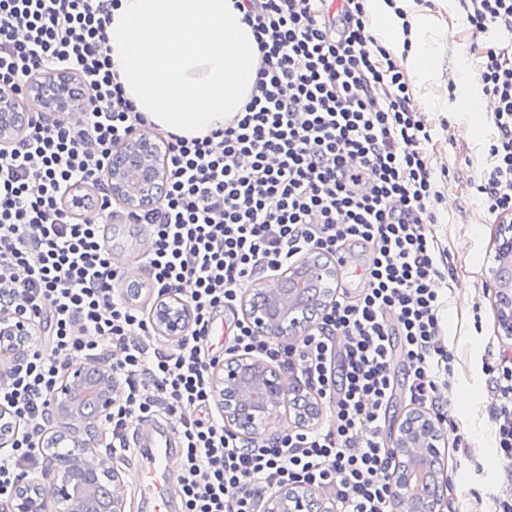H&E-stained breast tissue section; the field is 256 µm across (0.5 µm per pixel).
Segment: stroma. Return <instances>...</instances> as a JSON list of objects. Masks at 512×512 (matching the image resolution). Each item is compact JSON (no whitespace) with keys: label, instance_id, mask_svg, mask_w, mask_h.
I'll return each mask as SVG.
<instances>
[{"label":"stroma","instance_id":"obj_1","mask_svg":"<svg viewBox=\"0 0 512 512\" xmlns=\"http://www.w3.org/2000/svg\"><path fill=\"white\" fill-rule=\"evenodd\" d=\"M436 17L433 39L441 60L438 76L425 85H414L419 103L435 101L458 83L460 70L477 75L481 58L469 49L461 19L452 14L448 0H431ZM431 117L439 126L429 148L435 169L448 170L443 188L452 202L442 209L435 230L448 248V265L453 270V290L448 297L445 316L447 330L440 338L456 355L453 394L442 427L444 445L439 450L443 470L450 471L454 460L455 437H463L473 464L479 465L482 478L471 477L468 470L452 473L440 512H490L483 478L497 482L500 493L512 495V481L503 474L488 432V410L492 389L482 371L484 336H491L496 348L512 355V338L500 330L493 280L498 266L496 254L502 242L503 227L475 204L472 189L480 177V157L490 135L484 115L475 112H451L433 109ZM110 247L122 252L130 268V279L145 280L140 258L146 248V231L138 224H111Z\"/></svg>","mask_w":512,"mask_h":512}]
</instances>
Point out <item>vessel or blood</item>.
<instances>
[{"label":"vessel or blood","instance_id":"b4317fda","mask_svg":"<svg viewBox=\"0 0 512 512\" xmlns=\"http://www.w3.org/2000/svg\"><path fill=\"white\" fill-rule=\"evenodd\" d=\"M131 462L137 473L134 487L146 512H176L179 497L173 475L179 467L180 442L174 428L157 422L136 429Z\"/></svg>","mask_w":512,"mask_h":512}]
</instances>
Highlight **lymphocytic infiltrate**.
Masks as SVG:
<instances>
[{"mask_svg":"<svg viewBox=\"0 0 512 512\" xmlns=\"http://www.w3.org/2000/svg\"><path fill=\"white\" fill-rule=\"evenodd\" d=\"M118 2L0 0V93L24 105L42 74L65 70L85 96L82 125L32 112L0 144V317L21 310L38 325L0 377V411L23 424L0 445V496L45 466L47 402L69 366L91 359L122 391L104 423L113 448L135 422L164 418L179 431L185 512H264L268 494L290 486L325 489L336 512H393L397 465L383 442L393 358L406 363L409 403L435 413L455 362L438 343L448 250L434 230L435 131L405 69L377 41L365 0H244L262 57L244 108L201 138L159 132L165 187L150 207L122 210L106 166L146 119L111 67ZM454 3L482 53L474 89L495 102L475 195L511 224L512 0ZM87 187L99 215L149 226L148 283L184 295L190 312L172 347H158L149 311L122 292L101 225L70 208ZM310 254L347 263L359 288L340 289L293 340L259 332L241 310L245 288ZM219 318L230 351L299 374L330 424L261 440L228 431L212 409ZM483 370L511 477L512 359L486 351Z\"/></svg>","mask_w":512,"mask_h":512,"instance_id":"obj_1","label":"lymphocytic infiltrate"}]
</instances>
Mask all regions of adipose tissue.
I'll list each match as a JSON object with an SVG mask.
<instances>
[{"mask_svg": "<svg viewBox=\"0 0 512 512\" xmlns=\"http://www.w3.org/2000/svg\"><path fill=\"white\" fill-rule=\"evenodd\" d=\"M366 8L378 38L402 60L412 80L425 81L439 72V56L423 36L432 23L429 9L417 0H367Z\"/></svg>", "mask_w": 512, "mask_h": 512, "instance_id": "1", "label": "adipose tissue"}]
</instances>
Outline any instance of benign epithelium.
Wrapping results in <instances>:
<instances>
[{"label": "benign epithelium", "mask_w": 512, "mask_h": 512, "mask_svg": "<svg viewBox=\"0 0 512 512\" xmlns=\"http://www.w3.org/2000/svg\"><path fill=\"white\" fill-rule=\"evenodd\" d=\"M36 94L51 112L65 113L72 109L75 92L61 73L42 77ZM19 109L6 98L0 99V132L18 128ZM162 148L155 137L147 132L133 136L116 149L108 162L112 196L121 200L128 209L135 211L147 200L156 198L162 191ZM499 266L494 279L497 282L495 295L505 317L500 325L507 334H512V240L505 239L499 246ZM249 315L257 327L271 336L275 331L272 317V301L260 295L249 299ZM189 310L173 295L160 301L156 307L153 324L164 335L177 338L188 327ZM31 319L23 312L0 324V343L8 342L18 348L30 336ZM214 392L227 422L242 435L258 434V423L273 415L283 402H300L307 399L306 388L295 378L284 379L270 365L248 355H235L215 366ZM96 388L98 410L94 417L85 421V432L90 435L112 410V374L99 367L94 375L84 373V366L73 365L64 374L61 384L50 397L48 407L56 417H66L73 406L76 394L85 383ZM87 442L72 440V446L55 451L50 456V466L33 481L21 479L11 490V512H43L42 494L51 493L55 512H98L97 490L112 487V512H125L124 501L119 492L120 473L101 461L91 468L86 464ZM267 512H333V508L311 494H298L291 489H282L268 501Z\"/></svg>", "instance_id": "1"}]
</instances>
